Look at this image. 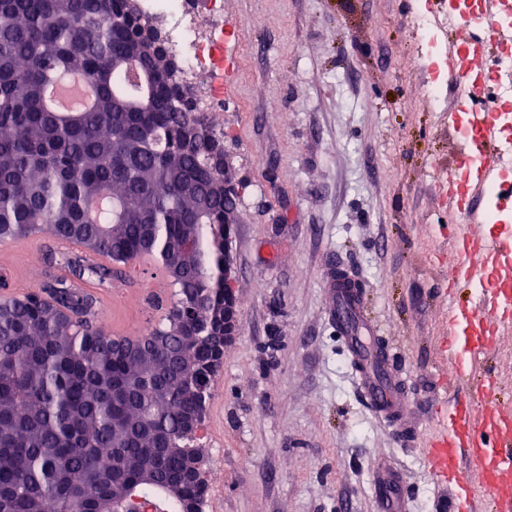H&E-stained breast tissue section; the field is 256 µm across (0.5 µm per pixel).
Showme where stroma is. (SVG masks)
Wrapping results in <instances>:
<instances>
[{
  "label": "stroma",
  "instance_id": "stroma-1",
  "mask_svg": "<svg viewBox=\"0 0 512 512\" xmlns=\"http://www.w3.org/2000/svg\"><path fill=\"white\" fill-rule=\"evenodd\" d=\"M459 0H224V154L239 184L237 331L224 348L199 444L202 512H381L395 474L407 512H448L423 450L441 407L481 393L448 384L449 305L473 283L448 265V205L463 140L414 94L430 77L417 8ZM54 239L9 258L17 287L44 280ZM347 265L395 352L407 431L380 424L328 318L330 262Z\"/></svg>",
  "mask_w": 512,
  "mask_h": 512
}]
</instances>
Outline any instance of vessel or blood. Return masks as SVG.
Returning <instances> with one entry per match:
<instances>
[{
	"mask_svg": "<svg viewBox=\"0 0 512 512\" xmlns=\"http://www.w3.org/2000/svg\"><path fill=\"white\" fill-rule=\"evenodd\" d=\"M498 31L492 16H484L469 31L470 41L483 46L484 62H491L488 50ZM469 121L484 133L481 151L494 162L490 147L495 143L493 115L482 98L469 94ZM453 269L481 288L472 303L449 311L448 364L454 378H479L484 393H491L495 379L485 360L495 349L500 335L512 326V242L483 233H465L455 240ZM324 288L331 300L329 318L335 322L359 377L364 401L381 417L400 421L399 379L392 353L379 349L380 330L368 312L360 287L344 268L335 267L326 275ZM425 458L433 477L447 484L451 512H477L468 480V468H475L481 485L490 492L495 512H512V406L496 401L473 408L466 399L448 406V426L429 440ZM382 512H404L402 484L386 479L378 484Z\"/></svg>",
	"mask_w": 512,
	"mask_h": 512,
	"instance_id": "b4317fda",
	"label": "vessel or blood"
}]
</instances>
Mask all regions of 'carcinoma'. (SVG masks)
Listing matches in <instances>:
<instances>
[{"instance_id": "cac0c4a2", "label": "carcinoma", "mask_w": 512, "mask_h": 512, "mask_svg": "<svg viewBox=\"0 0 512 512\" xmlns=\"http://www.w3.org/2000/svg\"><path fill=\"white\" fill-rule=\"evenodd\" d=\"M147 19L129 0H0V240L48 232L108 254L63 257L102 288L149 255L174 288L133 343L65 278L0 301V512H134V495L192 512L205 489L189 459L224 358V213L239 187L166 47L150 79L118 81ZM68 76L94 95L59 111L47 91Z\"/></svg>"}]
</instances>
